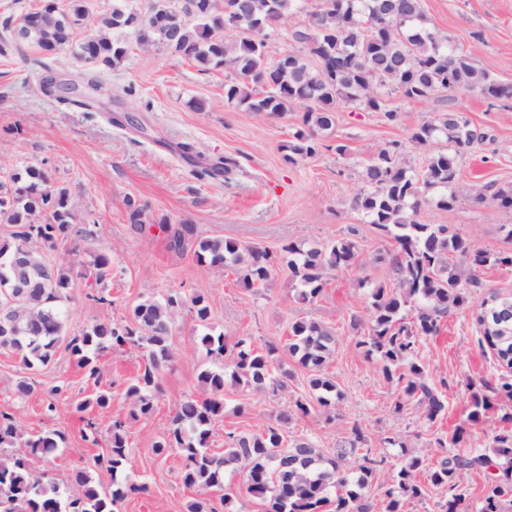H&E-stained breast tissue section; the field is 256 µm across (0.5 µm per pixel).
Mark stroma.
<instances>
[{"instance_id":"1","label":"stroma","mask_w":512,"mask_h":512,"mask_svg":"<svg viewBox=\"0 0 512 512\" xmlns=\"http://www.w3.org/2000/svg\"><path fill=\"white\" fill-rule=\"evenodd\" d=\"M422 8L431 27L472 52L479 67L512 83V0H422ZM37 56L32 47L0 56V180L26 165L47 169L54 185L67 189L75 203L71 239L79 247L82 268H92L101 256L110 260V274L103 281L74 278L63 301L66 336L82 335L105 320L133 324L139 303L170 294L186 300L199 295L210 307L204 325L191 305L181 308L171 327L172 358L159 379L155 411L130 420L127 474L148 490L131 496L120 512H187L191 493L181 483V458L172 452L155 454L153 445L165 436L179 404L202 398L198 373L231 364L227 358L206 356L199 347L206 325L223 333L230 345L244 337L259 351L278 347L277 362L288 373L283 391H245L226 384L224 414L211 439L214 452H223L228 435L262 432L301 399L312 408L285 425L288 441L309 440L326 456H342L350 469L360 455L350 445L351 429L359 427L381 461L364 490L380 505L403 458L426 455L436 439L450 440L456 428H464L465 434L455 452L489 451L501 417L512 414V401L498 400L481 422L468 419L470 381L495 384L504 374L494 354L479 342L471 307L450 313L438 335L419 347L428 378L448 390L445 415L436 421H429L397 382L385 379L379 361L357 349L360 331L353 320L366 318L371 287L392 281L394 275L381 258L391 250V240L352 209L351 199L360 188L363 163L380 147L398 142L403 160L420 167L425 152L411 142L412 131L444 112L459 111L487 135L458 159V179L470 196L444 209L436 204L437 193L428 192L419 219L447 225L471 250L512 252L503 230L512 224V213L503 211L495 197L498 189L512 186V108L475 93L391 97L387 109L399 112L398 121L391 122L384 112L342 105L332 130L322 132L318 153L292 162L284 146L302 126L301 110L272 117L228 106L223 69H202L164 47H135L120 65L96 68L109 94L102 108L87 111L40 90L45 72L70 79L82 63L63 53L42 67ZM198 101L204 109H195ZM183 143L196 147L197 158L181 155ZM339 144L346 147L341 156L335 151ZM227 157L238 165L229 181L209 172ZM133 201L147 207L138 225L130 219ZM163 222L191 225L195 241L233 239L275 255L291 242L321 245L347 238L355 242L359 257L348 269L327 271L322 294L305 302L285 264L275 266L265 287L243 288L233 270L198 264L192 245L171 249L159 230ZM298 320L319 321L336 331V350L324 368L342 393L334 416L315 405L310 372L283 350L288 328ZM143 364L141 352L129 347L107 350L100 358L112 405L96 412L99 435L92 442L83 437L75 404L94 398L97 388L70 348L59 345L48 365L34 371L24 369L15 353L0 349V412L11 415L23 438L48 430L65 436L51 458L33 456L31 468L48 472L74 494L81 470L108 484L109 474L93 469V459L108 444L113 418H127L126 387ZM23 381L30 384V393L19 392Z\"/></svg>"}]
</instances>
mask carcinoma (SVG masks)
Instances as JSON below:
<instances>
[{
    "instance_id": "cac0c4a2",
    "label": "carcinoma",
    "mask_w": 512,
    "mask_h": 512,
    "mask_svg": "<svg viewBox=\"0 0 512 512\" xmlns=\"http://www.w3.org/2000/svg\"><path fill=\"white\" fill-rule=\"evenodd\" d=\"M144 16L129 25L131 7L126 0H114L112 10L99 15L96 30L81 40L76 33L87 16L85 0H69L66 13L45 6L30 9L3 21L0 54L29 45L49 55L71 50L75 59L113 67L127 56L130 44L142 48L164 45L195 60L203 69L222 67L231 80L224 84L226 102L248 112L282 116L303 109V128L284 145L288 158L306 159L320 148L318 131L328 130L337 106L349 104L385 113L394 122L398 113L384 105L385 97L398 94L420 99L439 90L477 92L498 101H512V83L498 80L478 67L469 52L459 49L448 35L429 26L421 0H146ZM302 14L304 25L294 28L287 39L299 47L286 50L291 66L281 68L267 36L290 16ZM486 133L473 127L462 112H448L414 129L410 139L428 150L421 171L402 161L398 143L390 142L362 165L363 186L352 197L353 209L363 213L395 242L390 263L395 278L371 292L369 328L357 346L364 355L383 364L386 380H396L404 394L423 407L430 421L442 416L445 395L432 383L417 360L416 344L436 335L448 313L473 300L471 289L482 287L474 271L490 264H512V255L471 251L466 242L443 224L418 220L427 204L425 191L441 189L437 204L450 208L469 196L458 181L457 156L484 141ZM49 212L45 224L33 223L37 212ZM74 207L66 189L54 185L48 172L27 166L12 176V187L0 191V224L11 226L10 239L0 241V279L12 275L9 260L25 237L42 241L55 249L67 241ZM170 245L183 249L191 240L188 224L161 226ZM286 266L298 280L300 297L316 299L323 291L327 270L353 266L358 260L356 245L340 239L324 246L290 244ZM195 256L203 266L231 268L245 288L264 285L276 264L269 251L244 247L227 239L197 243ZM457 256L466 269L450 263ZM74 259L52 266V286L34 296L27 306L17 308L12 322L0 333V346L16 351L22 365L32 370L47 365L57 348L68 341L72 353L100 384L98 358L109 348L136 346L142 350L144 368L128 385L131 415L150 416L160 371L170 360V328L184 304L181 297L146 300L133 311L136 326L102 322L81 336L66 339L65 292L76 271ZM481 334L480 343L494 353L498 364L512 372V293L499 295L487 309L474 310ZM199 345L216 359L231 352V372L205 369L198 374L204 389L202 399L181 404L165 437L154 444L162 455L176 452L184 461L183 486L188 490L221 492L220 504L230 501L224 492V471L229 466L242 470L246 493L266 499L265 512H372L373 505L363 490L380 462L365 454L358 458V475L350 476L339 458H330L306 440L284 444L282 423L261 433L232 437L219 455L210 448L215 421L224 413L225 377L247 389L262 391L286 386L285 378L274 374L275 348L258 351L243 338L227 349L224 334L204 333ZM336 333L316 321H296L289 327L286 348L303 368L312 372L310 385L317 401L336 408L341 393L323 376V368L334 353ZM493 398L473 393L469 420L477 423L493 408ZM502 431L494 436L493 456L474 454L439 455L423 464L410 457L397 472L395 488L387 491L384 512H402L404 499H423L433 492L445 498V512H462L464 494L458 492L460 472L493 466V459L506 465L488 482L477 512H503L512 502V415L502 417ZM21 433L12 417L0 414V512H118L130 493L146 486L129 482L126 474L127 425L112 421L109 447L98 455L94 468L112 476L104 486L80 471L78 495L61 490L46 472L30 467V456L50 457L63 442L56 430L45 432L20 446ZM426 471L427 482L416 478Z\"/></svg>"
}]
</instances>
